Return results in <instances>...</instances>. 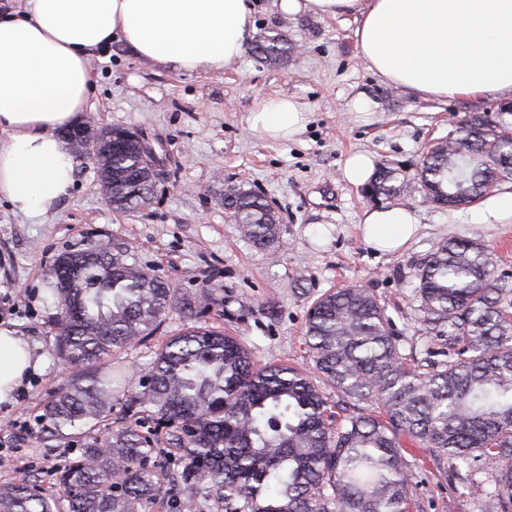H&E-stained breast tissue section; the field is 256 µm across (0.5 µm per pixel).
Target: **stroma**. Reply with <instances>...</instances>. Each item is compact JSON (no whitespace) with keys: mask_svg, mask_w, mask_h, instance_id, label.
I'll use <instances>...</instances> for the list:
<instances>
[{"mask_svg":"<svg viewBox=\"0 0 512 512\" xmlns=\"http://www.w3.org/2000/svg\"><path fill=\"white\" fill-rule=\"evenodd\" d=\"M254 31L241 58L224 72L188 75L138 58L122 45L95 59L96 95L85 122L138 133L155 151L163 172L150 200L130 211L101 195L97 164L78 154L70 198L57 212L30 218L0 202V320L15 323L43 361L15 405L0 407V484L38 480L59 512L67 500L54 468L57 455L79 458L105 441L139 395L159 348L187 328L207 326L239 337L260 363H286L313 372L305 339L311 302L325 291L358 286L375 293L392 320L404 355L440 350L420 321L417 265L436 245L458 237L484 245L498 269L512 272V219L489 224L476 215L478 200L459 207L428 202L419 186L423 152L445 139L470 112L488 113L512 127V97L480 95L436 102L383 83L358 55L353 19L290 18L272 0H255ZM287 35L293 49L276 60L253 53L257 41ZM366 91L378 107L369 122L355 121L351 98ZM300 96L311 117L297 140L277 143L249 131L250 111L267 95ZM366 151L376 163L410 181V193L373 195L348 183V154ZM235 184L264 195L280 217L277 249L242 236L224 211V188ZM407 205L419 231L398 254L370 249L360 232L365 209ZM94 242L120 244L138 266L158 276L180 298L155 336L103 359L94 368L57 356L58 330L45 298L60 254ZM126 370L128 381L108 416L95 426L53 437L44 407L88 373ZM411 512H494L490 499L470 497L458 480L424 454L409 458Z\"/></svg>","mask_w":512,"mask_h":512,"instance_id":"35a3bbf8","label":"stroma"}]
</instances>
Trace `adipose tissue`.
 <instances>
[{"instance_id": "ef3b65f1", "label": "adipose tissue", "mask_w": 512, "mask_h": 512, "mask_svg": "<svg viewBox=\"0 0 512 512\" xmlns=\"http://www.w3.org/2000/svg\"><path fill=\"white\" fill-rule=\"evenodd\" d=\"M296 17L353 16L367 68L425 98L512 95V0H274ZM252 0H21L0 12V200L28 217L56 212L78 165L59 131L80 124L95 87L91 62L112 44L174 71L212 74L238 60L254 28ZM310 121L298 96L264 98L249 129L296 139ZM418 219L406 206L376 208L362 237L401 251ZM27 339L0 322V405L38 370Z\"/></svg>"}]
</instances>
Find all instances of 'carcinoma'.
Listing matches in <instances>:
<instances>
[{
	"mask_svg": "<svg viewBox=\"0 0 512 512\" xmlns=\"http://www.w3.org/2000/svg\"><path fill=\"white\" fill-rule=\"evenodd\" d=\"M288 51L280 33L254 46L265 60ZM140 154L139 142L125 140L100 159L117 210L151 194ZM420 178L428 201L468 204L512 179V136L488 114H468L423 155ZM395 181L382 167L370 192L395 193ZM224 209L254 245L279 243L278 216L263 195L230 187ZM417 279L424 330L446 345L437 362H407L385 306L356 286L322 293L307 311L320 385L288 364H257L220 331L191 327L172 337L127 406L131 418L149 412L176 424L166 434L171 449L159 452L135 425H119L61 470L68 512H153L163 487L171 512H409L408 444L456 475L490 459L493 491L472 482L470 493L512 512V273L498 270L483 245L450 238L419 262ZM47 285L59 354L89 366L144 343L178 304L119 244L62 254ZM324 384L371 410L339 416ZM113 392L112 380L95 376L71 384L46 405L45 431L99 422ZM0 512H56V504L35 484L14 483L0 485Z\"/></svg>",
	"mask_w": 512,
	"mask_h": 512,
	"instance_id": "cac0c4a2",
	"label": "carcinoma"
}]
</instances>
